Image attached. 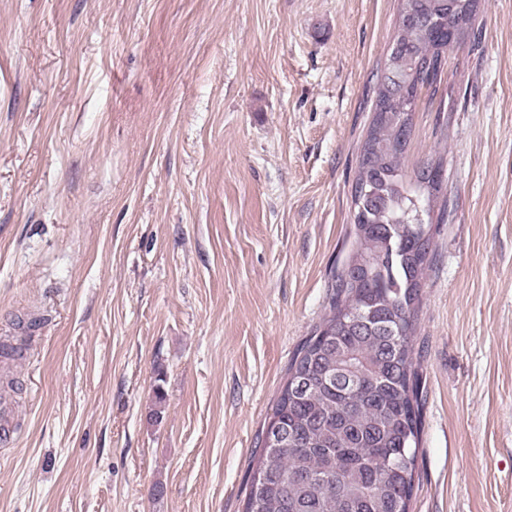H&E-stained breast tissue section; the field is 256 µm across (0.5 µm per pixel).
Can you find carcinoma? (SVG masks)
Segmentation results:
<instances>
[{"mask_svg": "<svg viewBox=\"0 0 512 512\" xmlns=\"http://www.w3.org/2000/svg\"><path fill=\"white\" fill-rule=\"evenodd\" d=\"M390 53L351 196L347 255L328 313L291 358L249 480L244 512H408L421 435L415 352L423 279L445 182L404 159L422 91L440 90L448 43L472 37L480 0H398Z\"/></svg>", "mask_w": 512, "mask_h": 512, "instance_id": "1", "label": "carcinoma"}]
</instances>
